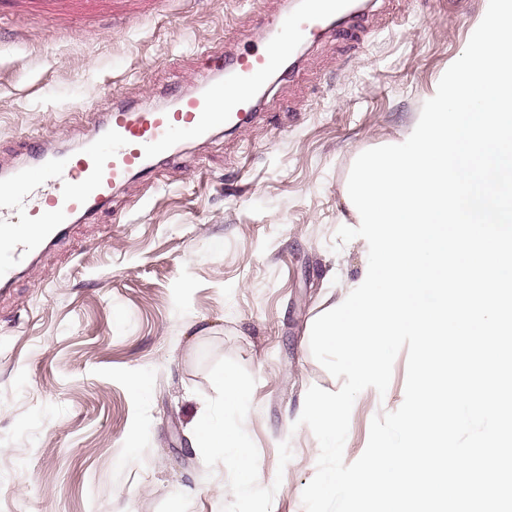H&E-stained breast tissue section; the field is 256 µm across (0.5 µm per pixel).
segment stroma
<instances>
[{
  "instance_id": "obj_1",
  "label": "stroma",
  "mask_w": 512,
  "mask_h": 512,
  "mask_svg": "<svg viewBox=\"0 0 512 512\" xmlns=\"http://www.w3.org/2000/svg\"><path fill=\"white\" fill-rule=\"evenodd\" d=\"M487 7L376 0L358 38L302 46L248 128L181 141L20 267L0 288V512H304L320 448L296 420L310 386L342 385L310 325L368 258L362 239H336L351 167L408 139ZM258 35L244 0H130L70 22L0 0V170L32 134L79 144L113 100L196 90L209 57ZM224 372L248 391V498L238 471L190 446L200 411L224 415ZM406 375L402 352L386 394L357 396L345 463L400 407Z\"/></svg>"
}]
</instances>
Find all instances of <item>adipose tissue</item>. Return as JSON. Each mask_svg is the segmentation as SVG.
Returning <instances> with one entry per match:
<instances>
[{"label": "adipose tissue", "mask_w": 512, "mask_h": 512, "mask_svg": "<svg viewBox=\"0 0 512 512\" xmlns=\"http://www.w3.org/2000/svg\"><path fill=\"white\" fill-rule=\"evenodd\" d=\"M221 380L224 386V419L217 422L208 415H201L195 425L192 448L200 453L223 456L240 473L238 492L250 494L255 490L254 460L247 437L235 420L246 402V394L231 375H222Z\"/></svg>", "instance_id": "adipose-tissue-1"}]
</instances>
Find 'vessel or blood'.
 <instances>
[{
    "instance_id": "1",
    "label": "vessel or blood",
    "mask_w": 512,
    "mask_h": 512,
    "mask_svg": "<svg viewBox=\"0 0 512 512\" xmlns=\"http://www.w3.org/2000/svg\"><path fill=\"white\" fill-rule=\"evenodd\" d=\"M364 15L351 0H296L289 11L263 18L260 46L220 58L216 74L196 93L174 94L163 108L112 104L93 137L72 152H51L43 139L30 140L28 164L0 174V223L31 226L0 252V284H8L21 261L54 239L59 225L79 214L92 216L131 174L150 170L151 159L167 153L175 136L203 139L215 126L245 121L259 106L260 89L296 45L317 41L333 26L350 27ZM19 185L29 186L28 196H17Z\"/></svg>"
}]
</instances>
